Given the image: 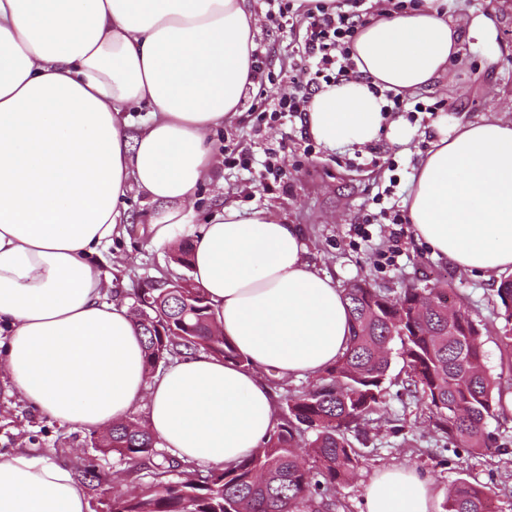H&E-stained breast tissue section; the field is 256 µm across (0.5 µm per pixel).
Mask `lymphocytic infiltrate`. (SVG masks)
Segmentation results:
<instances>
[{
	"instance_id": "lymphocytic-infiltrate-1",
	"label": "lymphocytic infiltrate",
	"mask_w": 512,
	"mask_h": 512,
	"mask_svg": "<svg viewBox=\"0 0 512 512\" xmlns=\"http://www.w3.org/2000/svg\"><path fill=\"white\" fill-rule=\"evenodd\" d=\"M267 15L278 25H304L305 37L297 47L302 66L293 77L295 91L276 100L252 104L261 120L279 122L306 112L311 96L321 84L356 78L352 43L359 27L373 13L372 0H338L326 7L317 0L306 13H297L293 0H267Z\"/></svg>"
}]
</instances>
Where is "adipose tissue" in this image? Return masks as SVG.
Here are the masks:
<instances>
[{"label":"adipose tissue","instance_id":"ef3b65f1","mask_svg":"<svg viewBox=\"0 0 512 512\" xmlns=\"http://www.w3.org/2000/svg\"><path fill=\"white\" fill-rule=\"evenodd\" d=\"M247 0H0V363L14 390L63 424L103 430L135 408L172 457L231 466L277 424L265 375L316 376L341 356V288L308 260L296 224L223 207L194 223L217 164L207 135L253 86ZM445 0L370 20L360 79L322 84L305 125L324 149L364 147L386 125L373 87L413 93L447 73L465 37ZM146 113L131 130L129 113ZM137 189L152 241L192 246L191 278L244 365L198 353L148 375L129 308L94 257ZM405 206L432 255L483 278L512 270V122L435 127ZM430 477L378 472L362 512H436ZM72 473L25 453L0 461V512H87Z\"/></svg>","mask_w":512,"mask_h":512}]
</instances>
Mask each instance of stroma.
<instances>
[{"instance_id": "35a3bbf8", "label": "stroma", "mask_w": 512, "mask_h": 512, "mask_svg": "<svg viewBox=\"0 0 512 512\" xmlns=\"http://www.w3.org/2000/svg\"><path fill=\"white\" fill-rule=\"evenodd\" d=\"M249 4L257 19L256 47L272 75L260 91L270 99L288 94L299 32L277 28L266 16L264 0H249ZM451 15L467 22L485 17L490 34L465 40V65L455 66L452 78H439L420 91L421 101L443 102L442 110L412 122L405 114H395V122L408 134V143L395 142L384 132L369 148L328 151L318 147L306 153L309 137L301 120L270 126L258 121L249 106L260 91L248 88L241 112L211 132L209 141L219 157L225 147L246 148L250 165L245 170L217 165L199 192L195 221L205 223L216 207L224 205L272 212L287 223L300 225L310 262L342 289L365 281L395 297L407 288L447 283L457 305L469 311L481 330L485 366L500 376L504 393L512 394V359L506 354L508 341L498 316V279H484L433 257L415 238L411 225L399 228L388 223L373 201L389 185L393 203L404 206L418 165L432 147L436 124L488 117L512 120V0H454ZM271 151L277 154L280 177L264 180L260 174ZM127 202L128 222L120 225L118 235L96 263L112 282V298L131 306L143 282L168 277L174 266L168 250L151 242L147 222L151 203L135 191L129 193ZM363 222L370 231L365 239L356 230ZM395 244L400 247L396 265H381L380 253ZM404 376L400 356L392 355L383 403L366 427L369 453L354 477L337 487L336 512H361L369 480L387 467L418 469L443 493L461 481L485 486L494 512H512V412L497 405L487 423V449L460 450L455 441L436 433L428 407L402 388ZM90 436V430L42 414L0 382V460L27 450L73 470L91 457L110 473L116 487H125L126 463L112 455H97Z\"/></svg>"}]
</instances>
